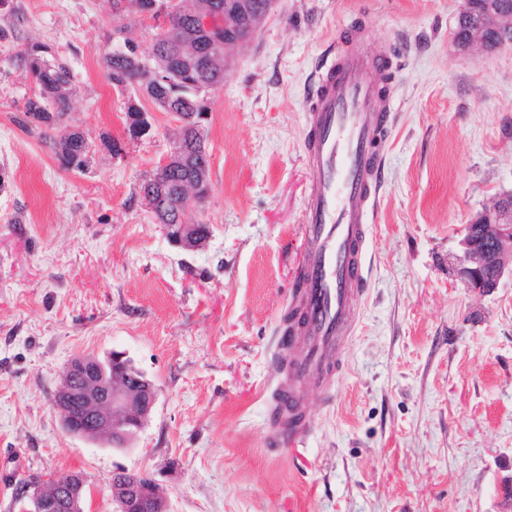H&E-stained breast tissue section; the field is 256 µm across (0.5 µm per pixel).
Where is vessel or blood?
Segmentation results:
<instances>
[{"instance_id":"vessel-or-blood-1","label":"vessel or blood","mask_w":512,"mask_h":512,"mask_svg":"<svg viewBox=\"0 0 512 512\" xmlns=\"http://www.w3.org/2000/svg\"><path fill=\"white\" fill-rule=\"evenodd\" d=\"M358 34L339 40L307 108L304 159L311 172L300 228L305 292L283 342L288 382L273 396L275 434L301 442L309 431L298 382L326 378L354 332L355 296L367 285L371 224L384 165L381 139L394 99L372 84Z\"/></svg>"}]
</instances>
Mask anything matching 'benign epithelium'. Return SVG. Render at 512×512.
<instances>
[{
  "label": "benign epithelium",
  "instance_id": "7a95c632",
  "mask_svg": "<svg viewBox=\"0 0 512 512\" xmlns=\"http://www.w3.org/2000/svg\"><path fill=\"white\" fill-rule=\"evenodd\" d=\"M460 17L467 28L454 35L458 48L492 51L512 46V22L502 0H463ZM264 18L241 0H226L222 8L212 0H199L193 24L182 34V41L193 47L189 66L223 72V50L247 40ZM205 118L204 112L182 114L175 127L197 132L198 156L208 159L201 129ZM185 164L187 155L179 140L151 174V184L140 198L158 224L169 213L177 215L176 223L164 225L167 236L175 245L194 250L206 237L198 225L185 220L187 201L195 192L209 190L210 169L196 166L192 181L169 187V169ZM471 225L474 231L466 232L462 241L459 275L472 292L491 294L505 273L512 272V198L499 197L492 207L478 213ZM69 379L57 392L64 427L73 435L105 440L114 448L127 446L158 400L157 386L121 352L110 353L103 362L97 358L72 362ZM115 473L110 488L116 512H168L167 497L152 478L125 469ZM85 487V480L74 473L44 475L26 483L19 499L24 502L23 512H85Z\"/></svg>",
  "mask_w": 512,
  "mask_h": 512
}]
</instances>
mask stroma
Returning <instances> with one entry per match:
<instances>
[{"mask_svg":"<svg viewBox=\"0 0 512 512\" xmlns=\"http://www.w3.org/2000/svg\"><path fill=\"white\" fill-rule=\"evenodd\" d=\"M461 0H274L207 123L210 192L185 251L136 185L169 153L174 120L149 98L148 135L104 56L116 26L153 41L112 0L0 7V512L10 475L82 473L85 512H115L116 469L164 489L169 512H512V273L478 295L457 258L472 217L512 191V46L459 51ZM348 28L396 100L384 141L369 281L330 392L304 383L303 446L272 443L271 393L300 264L309 172L305 104ZM72 69L61 127L89 167L62 166L24 114L33 43ZM121 152H113V143ZM126 353L159 397L128 447L66 431L52 396L70 362Z\"/></svg>","mask_w":512,"mask_h":512,"instance_id":"obj_1","label":"stroma"}]
</instances>
